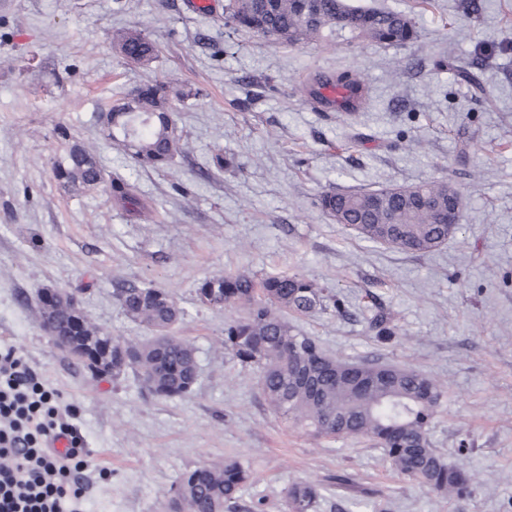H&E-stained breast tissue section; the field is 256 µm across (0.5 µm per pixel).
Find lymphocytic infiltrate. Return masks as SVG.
I'll return each mask as SVG.
<instances>
[{
    "label": "lymphocytic infiltrate",
    "instance_id": "1",
    "mask_svg": "<svg viewBox=\"0 0 512 512\" xmlns=\"http://www.w3.org/2000/svg\"><path fill=\"white\" fill-rule=\"evenodd\" d=\"M67 440L65 449L56 441ZM73 410H61L18 349L0 343V512H80L88 461Z\"/></svg>",
    "mask_w": 512,
    "mask_h": 512
}]
</instances>
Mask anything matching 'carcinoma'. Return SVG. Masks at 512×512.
<instances>
[{
  "mask_svg": "<svg viewBox=\"0 0 512 512\" xmlns=\"http://www.w3.org/2000/svg\"><path fill=\"white\" fill-rule=\"evenodd\" d=\"M224 25L253 32L289 46L326 40L341 29L368 45H406L417 38L405 13L360 8L348 0H224ZM112 41L127 61L148 62L157 47L149 25L119 29ZM200 94L173 89L164 82L135 87L115 99L99 116L103 138L142 167L168 165L181 152L175 124L178 105ZM57 136L69 142L53 167L61 188L70 193L101 190L130 217L153 222L155 209L136 195L134 186L105 177L98 150L71 140L60 126ZM419 195L391 187L374 191L324 192L321 209L362 238L391 249L426 254L457 233L439 212L455 196L463 217L464 199L445 180L416 186ZM201 303L212 307L240 306L245 316L224 325V348L243 365L259 371L262 394L270 409L309 435L368 440L383 448L404 477L450 500L470 496L484 483L464 463L450 464L433 447L430 425L448 399L447 383L420 370L387 362L354 363L327 355L312 336L301 333L284 313L310 316L328 307L341 309L335 296L300 274L257 278L239 273L204 280L197 289ZM116 299L125 313L155 336H165L181 310L165 291L130 285ZM50 318L60 330L100 331L88 316H75L72 305L58 300ZM192 343L179 337L158 348L152 340L112 339V377L129 371L156 395L189 394L193 378ZM251 471L238 459L205 464L183 473L173 488L170 505L185 512H235ZM322 486L297 480L288 485L286 512H316Z\"/></svg>",
  "mask_w": 512,
  "mask_h": 512,
  "instance_id": "carcinoma-1",
  "label": "carcinoma"
}]
</instances>
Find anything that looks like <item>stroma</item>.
<instances>
[{
    "label": "stroma",
    "mask_w": 512,
    "mask_h": 512,
    "mask_svg": "<svg viewBox=\"0 0 512 512\" xmlns=\"http://www.w3.org/2000/svg\"><path fill=\"white\" fill-rule=\"evenodd\" d=\"M353 2L407 14L417 40L291 47L225 28L224 0L200 10L191 0H0V340L77 410L91 463L83 512H169L184 472L228 457L252 474L240 512H280L294 480L324 482L317 512H512V0H481L473 17L460 0ZM143 20L157 52L140 66L109 32ZM445 54L454 70L435 67ZM476 62L482 104L455 75ZM346 70L364 74L368 105L317 111L316 75ZM156 81L201 95L175 116L182 154L143 168L104 145L98 117ZM60 125L97 145L107 175L153 205L154 223L103 193L60 189ZM432 179L460 189L466 209L456 236L427 254L365 241L318 206L330 190ZM244 271L329 288L341 311L296 322L328 355L447 381L433 445L486 484L444 499L398 474L382 449L315 439L278 418L258 371L220 343L234 309L197 300L204 279ZM128 284L165 290L181 309L170 333L196 348L188 396H153L130 373L93 378L42 330L38 298L60 288L78 291L112 336L145 337L115 298ZM379 312L395 328L386 340L370 326Z\"/></svg>",
    "instance_id": "obj_1"
}]
</instances>
